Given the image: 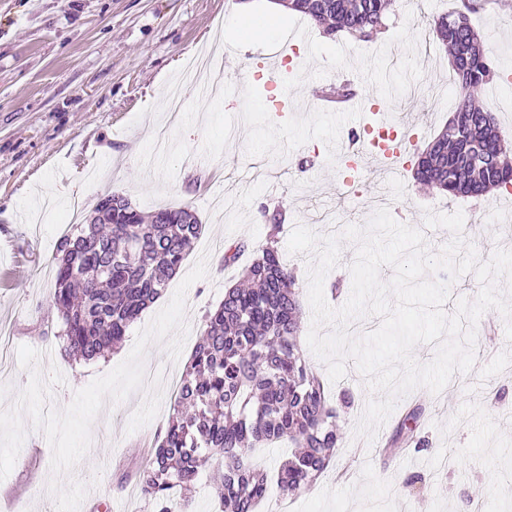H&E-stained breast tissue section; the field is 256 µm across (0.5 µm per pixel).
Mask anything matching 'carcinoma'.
Segmentation results:
<instances>
[{
    "label": "carcinoma",
    "instance_id": "carcinoma-1",
    "mask_svg": "<svg viewBox=\"0 0 512 512\" xmlns=\"http://www.w3.org/2000/svg\"><path fill=\"white\" fill-rule=\"evenodd\" d=\"M322 28L329 39L348 34L371 41L386 29L394 0H281ZM433 19V37L450 53L462 95L443 129L421 152L413 176L451 197H477L512 186V141L475 95L496 77L468 13ZM270 244L247 263L242 282L206 315V329L180 383L174 413L139 473L153 512H173L170 490L194 488L200 470L219 460L213 491L224 512H256L270 491L268 474L251 449L281 439L293 446L281 464L277 487L295 497L327 468L342 441L336 408L310 366L298 337L301 301L296 277ZM202 224L184 205L144 213L112 194V216L85 220L67 233L54 256L56 282L51 306L64 326L67 353L78 359L103 356L119 345L129 326L160 297L176 274ZM138 242L128 254L129 239ZM410 410L395 438L413 442Z\"/></svg>",
    "mask_w": 512,
    "mask_h": 512
}]
</instances>
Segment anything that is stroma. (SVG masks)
I'll return each mask as SVG.
<instances>
[{"label": "stroma", "instance_id": "obj_1", "mask_svg": "<svg viewBox=\"0 0 512 512\" xmlns=\"http://www.w3.org/2000/svg\"><path fill=\"white\" fill-rule=\"evenodd\" d=\"M464 0H399L384 33L364 42L326 38L320 27L289 12L265 40L246 42L231 30L238 0H0V410L9 409L30 374L17 349L41 353L42 375L58 368L47 408L60 410L75 391L129 355L138 332L172 298L200 258L208 274L186 293L189 333L177 360L163 344L144 357L148 376L162 375L158 415L135 432L127 425L145 393L106 402L91 426V446L61 485L84 483L86 512H152L139 484V469L173 413L176 382L205 328V314L240 277L223 265L229 244L249 251L275 240L281 259L307 290L308 259L290 254L297 225L322 236L370 216L362 199L341 194L350 173L329 146L348 143L373 123L374 108L401 109L409 85L424 87L410 107L408 162L453 114L446 94L451 68L443 48L425 50L429 17L461 9ZM500 77L481 92L503 129L512 130V0L469 15ZM221 41V96L201 100L184 70L201 46ZM280 55L267 78L261 63ZM350 85L370 111L325 112L320 93ZM178 88L180 122L168 114L155 88ZM145 212L187 204L203 231L161 296L128 328L121 345L93 360L63 348V323L50 308L55 288L56 244L64 232L59 215L74 199L83 214L112 193ZM398 222L422 230L431 251L453 235L427 227L426 212L462 211L463 239L481 259L512 250V194L493 190L479 199H449L421 187L404 172L388 196ZM281 211L282 230L270 237L267 213ZM356 245L343 241L340 264L324 281L335 308L351 292L349 266ZM495 309L476 327L475 365L457 373L440 393L424 387L399 398L375 439L357 434L374 393L355 364L330 384L346 397L340 415L343 442L326 471L291 501L293 512H512V342ZM421 407L416 434L422 450L391 446L397 421ZM52 451L42 431L27 427L11 473L0 481V512H56L49 490Z\"/></svg>", "mask_w": 512, "mask_h": 512}]
</instances>
